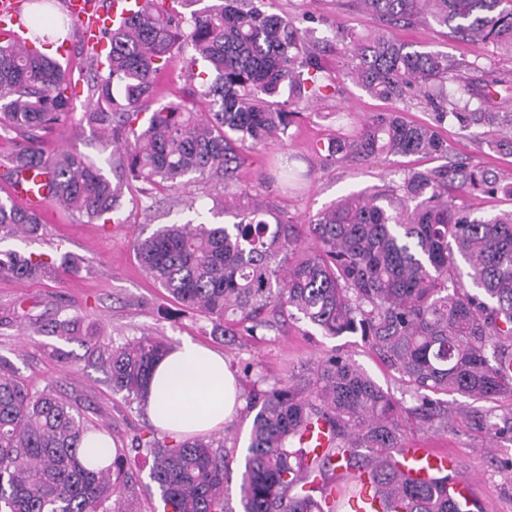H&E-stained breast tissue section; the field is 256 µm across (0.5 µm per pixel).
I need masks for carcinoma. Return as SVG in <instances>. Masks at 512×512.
<instances>
[{"instance_id": "obj_1", "label": "carcinoma", "mask_w": 512, "mask_h": 512, "mask_svg": "<svg viewBox=\"0 0 512 512\" xmlns=\"http://www.w3.org/2000/svg\"><path fill=\"white\" fill-rule=\"evenodd\" d=\"M165 2L107 32L110 63L87 83L91 108L78 122L120 152L110 178L83 155L64 151L47 160L42 153L45 134L73 117L75 86L40 51L67 25L37 11L26 24L34 49L0 37V135L14 145L5 176H46L52 200L90 221L117 211L131 180L148 198L154 187L176 190L185 179L218 183L224 199L211 215L226 222H173L133 241L149 278L203 313L214 334L237 327L253 334L268 314L295 311L326 336L359 335L407 383L427 422L439 407L433 394L512 398V210L485 217L465 204L476 192L512 199V181L441 165L410 171L393 189L347 195L303 223L274 214L239 180L242 153L285 142L295 107L335 96L324 39L316 27L268 14L254 0H211L202 8L204 0ZM354 2L380 27L344 50L345 75L394 104L420 101L435 122L378 113L329 138L318 148L325 158H443L448 143L438 126L447 119L467 128L512 125L483 94L460 85L461 67L448 64V55L393 36L398 27L433 23L512 58V0ZM182 42L193 50L190 66L202 64L191 78L201 80L209 111L170 101L146 117L140 101ZM41 226L39 216L0 198V243L35 237ZM51 268L75 275L81 260L0 248L1 276L32 281ZM45 333L76 339L81 320L60 314ZM169 349L151 333L106 349L100 360L112 391L144 402L152 369ZM244 396L255 414L238 487L242 512H336L313 492L335 461L371 474L385 512H476L453 492L451 475L422 483L403 475L395 460L401 403L347 357L332 355ZM318 419L336 440L323 456L302 442ZM479 423L495 437L512 433V417ZM111 430L53 390L33 392L0 373V512H135L126 449H114L107 464L82 455L86 436ZM135 450L152 457L163 512H227L223 442L196 436L165 444L150 432L136 436Z\"/></svg>"}]
</instances>
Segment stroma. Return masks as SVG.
<instances>
[{
    "label": "stroma",
    "mask_w": 512,
    "mask_h": 512,
    "mask_svg": "<svg viewBox=\"0 0 512 512\" xmlns=\"http://www.w3.org/2000/svg\"><path fill=\"white\" fill-rule=\"evenodd\" d=\"M260 7L270 13H306L318 19L319 33L328 40L326 58L332 67L343 49L341 40L334 36L337 25L356 33L376 25L372 16L354 8L352 0H261ZM395 34L419 49L443 52L449 60L475 63L476 69L470 74L473 88L489 90L491 103L512 113V81H494L497 73L512 71V60L497 54L491 46L449 38L436 27L408 26L396 29ZM190 56L188 48L174 50L170 63L156 76L148 109L181 98L196 111H206L202 87L199 81L190 79L187 71ZM336 88L335 97L301 109L285 143L274 142L244 155L240 181L276 213L304 221L343 195L371 186H392L399 183L404 172L438 165L437 160L417 155H383L366 162L334 163L318 154L317 146L338 130L354 129L374 113L392 109L391 103L371 97L344 76H337ZM440 134L448 143L449 161H462L501 177H512V153L489 146L490 141L499 138V129L467 130L448 120L442 124ZM63 149L85 154L104 174L112 172L111 148L98 143L90 131L60 126L48 133L46 155ZM285 154L305 174L289 188L276 179L272 166L274 159ZM222 195L221 187L214 184L191 182L175 191L155 192L149 199L141 196L134 185L126 190L121 209L108 214L106 221L91 223L57 206H48L42 215L44 227L40 236L28 241L11 240V247L36 254L68 251L84 258L87 266L75 276L49 273L27 283L0 276V313L19 300L29 312L28 317L0 323V370L20 378L33 391L54 388L81 413L111 421L112 442L115 447L127 449V465L137 476V512H151L159 500V490L149 477L151 459L130 449L135 435L151 429L148 414L113 392L97 354L80 342L44 333V324L58 311L79 316L84 332L94 335L104 346L148 332L175 345L189 339L210 347L223 354L243 391L268 388L275 379L287 377L293 368L314 366L338 352L350 357L402 402L407 422L405 442L448 448L455 453L460 471L475 481L481 512H512V437L488 439L474 424L475 416L481 414L491 415L496 422L503 416H512V399L487 402L443 394L439 400L448 419L428 424L415 414L417 401L406 384L360 337L325 336L306 320L287 315L275 316L270 326L253 335L240 330L232 336H215L202 314L180 305L164 289L154 286L135 258L134 238L150 235L175 219H193L196 213L212 208ZM187 199L194 201V209H185L183 202ZM253 417L247 406H240L232 419L215 432L234 457L224 474L230 512H242L237 489Z\"/></svg>",
    "instance_id": "stroma-1"
}]
</instances>
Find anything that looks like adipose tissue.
<instances>
[{
  "mask_svg": "<svg viewBox=\"0 0 512 512\" xmlns=\"http://www.w3.org/2000/svg\"><path fill=\"white\" fill-rule=\"evenodd\" d=\"M146 404L157 427L183 438L220 429L235 411L237 387L221 354L185 340L157 365Z\"/></svg>",
  "mask_w": 512,
  "mask_h": 512,
  "instance_id": "1",
  "label": "adipose tissue"
}]
</instances>
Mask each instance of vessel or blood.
Listing matches in <instances>:
<instances>
[{
	"instance_id": "obj_1",
	"label": "vessel or blood",
	"mask_w": 512,
	"mask_h": 512,
	"mask_svg": "<svg viewBox=\"0 0 512 512\" xmlns=\"http://www.w3.org/2000/svg\"><path fill=\"white\" fill-rule=\"evenodd\" d=\"M146 0H114L111 9H102L98 0H67L65 12L86 51L101 53L107 47L105 32L111 28L116 18H128L144 9ZM23 0H0V28L9 30L14 41L27 44V30L20 21ZM11 193L26 203L33 213H42L52 198L45 177L26 174L13 181ZM306 440L316 443L318 454L327 453L333 444V434L329 424L317 421L305 430ZM403 461V472L413 481L429 480L434 473L452 472L453 487L462 496L474 495V484L469 477L460 475L454 454L443 448H420L401 446L398 451ZM335 477L325 486L323 497L326 503H333L341 497L346 485L358 487L359 493L352 498L345 512H384L377 490L367 474L357 473L344 467L334 469Z\"/></svg>"
}]
</instances>
